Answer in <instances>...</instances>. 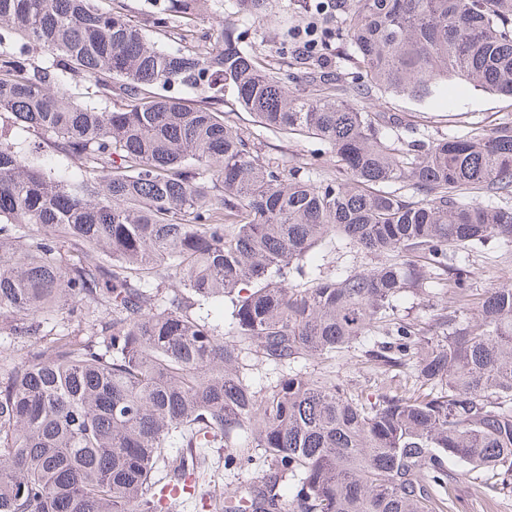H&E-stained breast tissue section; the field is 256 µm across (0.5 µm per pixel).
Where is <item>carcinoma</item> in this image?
<instances>
[{
	"instance_id": "1",
	"label": "carcinoma",
	"mask_w": 512,
	"mask_h": 512,
	"mask_svg": "<svg viewBox=\"0 0 512 512\" xmlns=\"http://www.w3.org/2000/svg\"><path fill=\"white\" fill-rule=\"evenodd\" d=\"M268 4L161 0L146 28L122 0H0V115L67 161L0 129V320L35 338L0 347V512H162L160 462L179 486L196 469L166 449L217 442L257 469L213 495L218 512H448L461 477L512 488V278L470 318L387 319L410 293L468 291L448 249L512 246V118L409 141L397 115L349 103H424L452 80L512 98V0H336L342 84L312 57L242 47L230 18ZM219 9L217 32L180 33ZM299 64L305 95L285 82ZM174 85L190 98L152 91ZM226 88L257 126L326 145L336 171L265 157ZM333 235L395 259L301 286ZM226 298L230 340L196 312ZM354 345L411 371L413 392L370 400L303 370ZM247 357L282 371L263 394Z\"/></svg>"
}]
</instances>
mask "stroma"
Here are the masks:
<instances>
[{
    "label": "stroma",
    "instance_id": "stroma-1",
    "mask_svg": "<svg viewBox=\"0 0 512 512\" xmlns=\"http://www.w3.org/2000/svg\"><path fill=\"white\" fill-rule=\"evenodd\" d=\"M354 107L365 112H388L403 117L417 132L431 136L466 133L473 126H489L500 118L512 114V99L495 93L455 82L448 98L438 100L428 107L421 106L403 95L379 93L370 99H357ZM261 148L271 157L284 161L294 159H319L322 165L332 166L331 155L325 154L323 146L311 138H283L270 133H261ZM458 262L469 271L468 296L461 297L448 291L436 297H405L395 312L396 318L430 323L435 311L448 307L464 316H471L485 290L494 287L502 279L512 277V250L499 248H460L455 252ZM377 263L376 258L360 254L337 237H328L313 251L311 264L320 274L331 277L353 269H369ZM308 372L329 374L352 383L359 394L374 397L390 388L411 385L405 374L388 371L369 362L356 349H346L335 358L311 360L306 364ZM200 488L207 493L232 490L239 482L250 477V469L225 466L224 451L206 448L199 458ZM452 512H512V491L496 495H485L480 488L468 480H458L452 491Z\"/></svg>",
    "mask_w": 512,
    "mask_h": 512
}]
</instances>
